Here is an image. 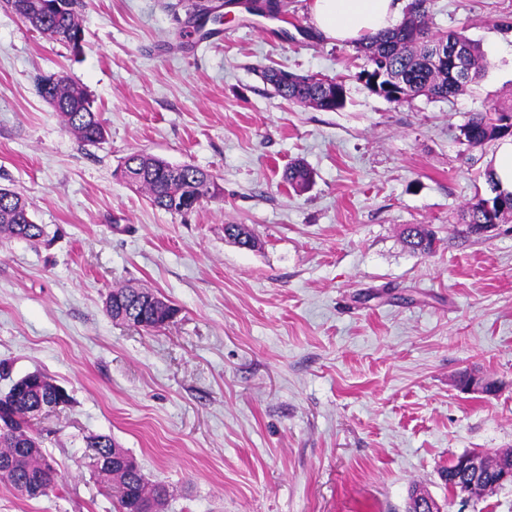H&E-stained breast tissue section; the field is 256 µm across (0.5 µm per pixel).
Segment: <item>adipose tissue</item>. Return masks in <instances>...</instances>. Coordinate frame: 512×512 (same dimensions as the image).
<instances>
[{
  "mask_svg": "<svg viewBox=\"0 0 512 512\" xmlns=\"http://www.w3.org/2000/svg\"><path fill=\"white\" fill-rule=\"evenodd\" d=\"M404 0H311L313 26L330 41L355 42L395 26Z\"/></svg>",
  "mask_w": 512,
  "mask_h": 512,
  "instance_id": "adipose-tissue-1",
  "label": "adipose tissue"
}]
</instances>
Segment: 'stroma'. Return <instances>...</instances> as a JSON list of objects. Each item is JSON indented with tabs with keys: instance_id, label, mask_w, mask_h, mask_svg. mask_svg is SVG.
<instances>
[{
	"instance_id": "35a3bbf8",
	"label": "stroma",
	"mask_w": 512,
	"mask_h": 512,
	"mask_svg": "<svg viewBox=\"0 0 512 512\" xmlns=\"http://www.w3.org/2000/svg\"><path fill=\"white\" fill-rule=\"evenodd\" d=\"M192 2L85 0L76 54L0 0V186L45 228L36 244L0 235V393L38 370L70 395L35 422L58 485L28 499L0 482V512H116L91 434L168 485L163 512H405L415 485L450 512H512V485L465 501L438 475L512 448V217L463 237L499 145L460 133L512 107V0H433L432 31L463 33L489 66L455 96L401 105L359 80L355 44L312 33L308 0H285L282 21L233 9L204 40ZM268 66L343 79L347 103L289 102ZM57 74L99 110L101 143L38 94ZM140 150L210 171L222 196L153 207L118 176ZM297 160L314 177L301 193L283 181ZM408 224L435 227L433 254L404 248ZM127 283L175 321L113 322L106 296ZM466 371L499 391L461 392Z\"/></svg>"
}]
</instances>
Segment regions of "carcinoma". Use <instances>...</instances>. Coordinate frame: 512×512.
<instances>
[{
	"label": "carcinoma",
	"instance_id": "carcinoma-1",
	"mask_svg": "<svg viewBox=\"0 0 512 512\" xmlns=\"http://www.w3.org/2000/svg\"><path fill=\"white\" fill-rule=\"evenodd\" d=\"M432 0H410L402 21L356 44L366 58L367 68L361 72L365 84L377 74L384 75L379 85L389 83L387 76L397 77L390 89H380L378 95L389 102H409L418 96L448 98L463 90L478 78L487 62L479 46L460 32L429 36V13ZM11 7L20 20L43 38L67 45L78 52L85 41L80 20L83 0H11ZM210 9L197 4L189 12L188 23L205 38L204 26L209 21ZM442 42L460 44L467 48V69L462 75L451 66L433 63L434 48ZM264 82L284 99L334 112L346 105V87L336 78L324 82L314 75H299L284 70L267 68L262 71ZM36 89L44 99L52 100V107L64 125L83 143L96 144L104 140L103 123L93 101L78 84L71 80L57 82L51 77H40ZM468 145L476 147L512 136V107L494 112H477L461 128ZM137 175L136 185L146 191L152 206L177 214L172 198L188 195L200 200L217 198L223 193L214 176L199 167L185 164L174 166L154 155L135 152L129 155L120 170L121 178ZM284 180L296 192L306 191L313 181L312 171L302 162L288 167ZM487 197L476 195L467 207L464 234L480 236L474 224H497L502 214L485 207ZM224 231L234 237L232 243L251 249L255 237L244 224H227ZM0 233L13 238L37 242L44 237L42 225L33 221L29 205L15 190L0 192ZM405 247L414 254L429 255L434 251L436 236L428 224H408L402 232ZM105 311L114 321L146 331H158L173 321L178 313L175 305L164 303L158 292L131 285L114 288L105 301ZM33 380L29 396L16 398L0 396V481L22 494L32 481H41L47 494L55 487L59 475L45 454L40 437L32 432L34 406L41 401L66 405L69 394H61L48 377L39 371L25 375ZM91 458L99 461L96 469L101 480L112 486L117 494V512H150L160 509L170 497L163 482H150L140 466L114 439L108 435H91L85 439ZM499 462L495 456L487 458L484 484L489 489L499 488Z\"/></svg>",
	"mask_w": 512,
	"mask_h": 512
}]
</instances>
